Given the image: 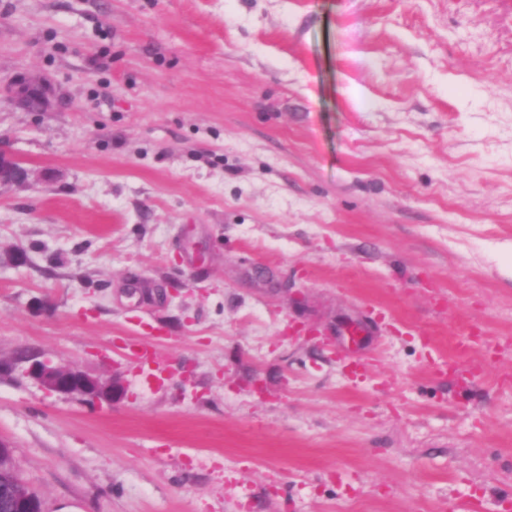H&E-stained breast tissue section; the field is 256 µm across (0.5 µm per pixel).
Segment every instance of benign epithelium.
<instances>
[{"instance_id":"7a95c632","label":"benign epithelium","mask_w":512,"mask_h":512,"mask_svg":"<svg viewBox=\"0 0 512 512\" xmlns=\"http://www.w3.org/2000/svg\"><path fill=\"white\" fill-rule=\"evenodd\" d=\"M47 96V87L37 81L24 86L19 95L20 102L35 104ZM31 172L22 166L8 151L0 148V185L29 183ZM29 362L28 372L45 389L63 396H78L91 404L118 402L123 398L124 388L112 376H91L80 370L63 369L50 365L33 356L25 358ZM0 512H41L38 497L22 493L12 488L9 481H0Z\"/></svg>"}]
</instances>
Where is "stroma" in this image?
Listing matches in <instances>:
<instances>
[{
    "instance_id": "35a3bbf8",
    "label": "stroma",
    "mask_w": 512,
    "mask_h": 512,
    "mask_svg": "<svg viewBox=\"0 0 512 512\" xmlns=\"http://www.w3.org/2000/svg\"><path fill=\"white\" fill-rule=\"evenodd\" d=\"M0 147V440L43 512H503L512 0H0ZM31 172L22 166L8 151L0 148V185L29 183ZM28 372L45 389L63 396H78L91 404H111L123 398L124 388L112 375L91 376L80 370L63 369L30 356Z\"/></svg>"
}]
</instances>
